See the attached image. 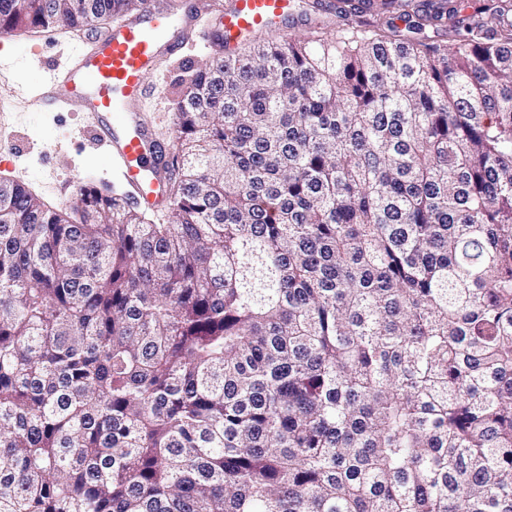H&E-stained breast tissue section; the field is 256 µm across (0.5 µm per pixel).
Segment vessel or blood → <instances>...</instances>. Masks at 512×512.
Returning a JSON list of instances; mask_svg holds the SVG:
<instances>
[{"label": "vessel or blood", "mask_w": 512, "mask_h": 512, "mask_svg": "<svg viewBox=\"0 0 512 512\" xmlns=\"http://www.w3.org/2000/svg\"><path fill=\"white\" fill-rule=\"evenodd\" d=\"M203 13L219 19L209 42L227 63L235 59L229 48L237 40L300 20L295 0H147L132 18L75 46L67 66L52 70L44 84L18 83L14 93L48 112L87 114L92 138L118 163L129 202L167 206L171 148L153 139L144 119L145 76L181 52Z\"/></svg>", "instance_id": "obj_1"}]
</instances>
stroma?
<instances>
[{"instance_id": "35a3bbf8", "label": "stroma", "mask_w": 512, "mask_h": 512, "mask_svg": "<svg viewBox=\"0 0 512 512\" xmlns=\"http://www.w3.org/2000/svg\"><path fill=\"white\" fill-rule=\"evenodd\" d=\"M209 23L201 16L183 55L162 60L148 75L149 85L160 87L158 95L145 104L153 134L168 143L173 137L175 91L187 79L189 70L212 57L202 30ZM89 29L37 28L34 37L22 42L18 56L19 73L29 82L42 81L51 68L63 65L71 45L91 37ZM40 55L42 66L33 69L26 60ZM85 119L79 112H39L20 109L8 124L0 125V180L19 179L46 206L63 209L74 201L80 183L86 182L102 193L122 191L123 185L102 152L92 149L84 134Z\"/></svg>"}]
</instances>
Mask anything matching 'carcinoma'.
<instances>
[{"instance_id":"obj_1","label":"carcinoma","mask_w":512,"mask_h":512,"mask_svg":"<svg viewBox=\"0 0 512 512\" xmlns=\"http://www.w3.org/2000/svg\"><path fill=\"white\" fill-rule=\"evenodd\" d=\"M382 2L446 39L344 0L192 70L169 224L0 183V512H512V0Z\"/></svg>"}]
</instances>
